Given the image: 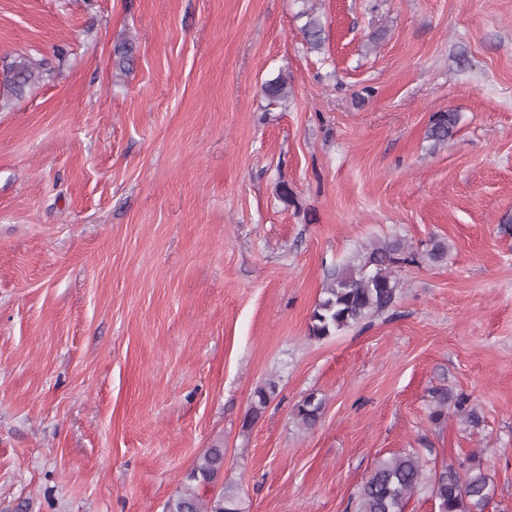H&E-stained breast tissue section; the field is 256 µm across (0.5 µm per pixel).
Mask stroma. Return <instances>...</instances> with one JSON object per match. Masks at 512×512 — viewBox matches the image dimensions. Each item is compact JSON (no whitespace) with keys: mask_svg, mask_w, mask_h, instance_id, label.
<instances>
[{"mask_svg":"<svg viewBox=\"0 0 512 512\" xmlns=\"http://www.w3.org/2000/svg\"><path fill=\"white\" fill-rule=\"evenodd\" d=\"M18 53L47 69L0 95V512H163L215 444L202 494L240 512H355L411 450L478 457L512 512V0H0ZM393 238V304L310 338L328 275ZM438 387L480 424L433 421ZM262 92L269 105L286 103L293 95L291 83L281 75L268 80L262 87ZM458 122V114L455 112H437L432 119L431 125L427 131V138L433 142V145H443L448 142L453 129ZM276 384L273 381L267 382L265 385L258 387L253 394L250 409L245 417L244 426H250L264 411L267 404L276 392ZM323 402L315 395H309L297 407L296 417L306 429H311L318 422L322 413Z\"/></svg>","mask_w":512,"mask_h":512,"instance_id":"1","label":"stroma"}]
</instances>
